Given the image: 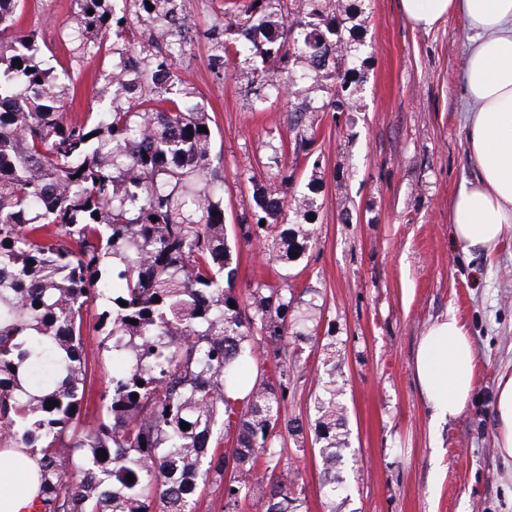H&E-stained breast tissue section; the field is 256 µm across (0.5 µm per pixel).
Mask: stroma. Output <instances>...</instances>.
Segmentation results:
<instances>
[{
	"label": "stroma",
	"mask_w": 512,
	"mask_h": 512,
	"mask_svg": "<svg viewBox=\"0 0 512 512\" xmlns=\"http://www.w3.org/2000/svg\"><path fill=\"white\" fill-rule=\"evenodd\" d=\"M195 28L176 61L172 92L198 102L212 119V167L224 183L227 235L236 245V293L256 282L280 286L266 245L243 241L253 221L249 177L274 178L278 165L296 170L297 185L322 183L316 242L295 292L309 288L322 307L320 333L342 353L336 374L344 387L351 453L339 473L346 491L338 512H512V474L495 445L494 398L512 369V233L491 258L463 255L450 230L448 208L474 178L466 155L463 75L470 31L451 17L423 32L404 19L399 0H365L368 81L357 112H333L324 93L312 112H294L298 89L255 109L250 67L224 64V0H176ZM127 17V42L144 64L164 43L131 0H106ZM76 0H22L23 32L36 31L39 57L52 66L69 114L112 104L107 75L119 58L108 47L78 53L68 37ZM456 314L476 351V387L458 417L430 422L415 376L423 331ZM97 332L84 342L92 354L86 424L116 365L98 356ZM286 416L305 427L303 450L284 457L298 476L303 512H326L327 490L314 435V399L322 373L314 347L299 354Z\"/></svg>",
	"instance_id": "35a3bbf8"
}]
</instances>
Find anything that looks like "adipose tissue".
I'll use <instances>...</instances> for the list:
<instances>
[{"mask_svg": "<svg viewBox=\"0 0 512 512\" xmlns=\"http://www.w3.org/2000/svg\"><path fill=\"white\" fill-rule=\"evenodd\" d=\"M404 18L428 30L453 16L471 30L464 97L467 154L476 176L450 204L453 239L493 255L512 232V0H400ZM475 349L455 314L421 336L415 373L431 421L457 417L475 388ZM496 446L512 461V370L497 383ZM40 463L25 448H0V512H23L39 494Z\"/></svg>", "mask_w": 512, "mask_h": 512, "instance_id": "ef3b65f1", "label": "adipose tissue"}]
</instances>
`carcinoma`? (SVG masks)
Segmentation results:
<instances>
[{
  "label": "carcinoma",
  "instance_id": "obj_1",
  "mask_svg": "<svg viewBox=\"0 0 512 512\" xmlns=\"http://www.w3.org/2000/svg\"><path fill=\"white\" fill-rule=\"evenodd\" d=\"M79 2L78 50L90 48L91 34L120 36L102 0ZM134 2L150 22L179 33L173 0ZM291 2L284 21L280 0L244 9L227 0L224 30L237 45L224 52L259 62L252 75L261 103L280 96L277 71L286 69L292 82L313 80L332 111H359L370 61L363 0ZM19 6L0 0V448L39 455L43 512H195L203 488L224 480L232 434L239 479L224 490L225 512L250 496L261 512H300L298 476L277 467L285 437L304 438L282 405L297 365L292 349L312 341L324 368L315 443L336 497L344 484L336 469L350 451L340 351L318 336L320 306L288 284L315 235L318 178L290 197L251 181L255 223L242 228L243 239L271 242L285 273L279 288L250 287L241 305L210 172L211 118L169 96L183 44L147 70L121 69L112 108L70 119L34 35L18 33ZM89 329L100 350L129 367L112 374L98 421L86 427ZM248 362L256 381L233 399Z\"/></svg>",
  "mask_w": 512,
  "mask_h": 512
}]
</instances>
